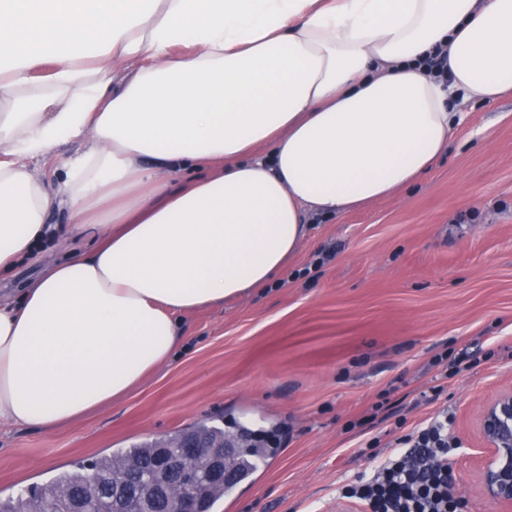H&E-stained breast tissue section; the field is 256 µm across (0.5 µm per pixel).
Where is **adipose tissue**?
<instances>
[{"mask_svg": "<svg viewBox=\"0 0 512 512\" xmlns=\"http://www.w3.org/2000/svg\"><path fill=\"white\" fill-rule=\"evenodd\" d=\"M510 93L512 0H0V275L56 210L88 246L0 300V428L120 399L178 315L271 284L308 214L415 185L450 96Z\"/></svg>", "mask_w": 512, "mask_h": 512, "instance_id": "obj_1", "label": "adipose tissue"}]
</instances>
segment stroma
<instances>
[{
	"mask_svg": "<svg viewBox=\"0 0 512 512\" xmlns=\"http://www.w3.org/2000/svg\"><path fill=\"white\" fill-rule=\"evenodd\" d=\"M457 109L447 154L417 184L311 217L275 284L181 315L182 343L129 394L51 431L0 430V496L77 460L236 420L276 429L278 450L215 512H333L373 454L445 411L467 508L494 512L473 478L475 422L512 387V96ZM440 355L459 366L435 365Z\"/></svg>",
	"mask_w": 512,
	"mask_h": 512,
	"instance_id": "stroma-1",
	"label": "stroma"
}]
</instances>
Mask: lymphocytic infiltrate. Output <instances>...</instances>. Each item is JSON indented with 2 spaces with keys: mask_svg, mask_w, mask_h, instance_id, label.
Wrapping results in <instances>:
<instances>
[{
  "mask_svg": "<svg viewBox=\"0 0 512 512\" xmlns=\"http://www.w3.org/2000/svg\"><path fill=\"white\" fill-rule=\"evenodd\" d=\"M448 415L439 413L399 440L370 477H357L341 498L368 505V512H462L464 500L450 484Z\"/></svg>",
  "mask_w": 512,
  "mask_h": 512,
  "instance_id": "lymphocytic-infiltrate-1",
  "label": "lymphocytic infiltrate"
}]
</instances>
